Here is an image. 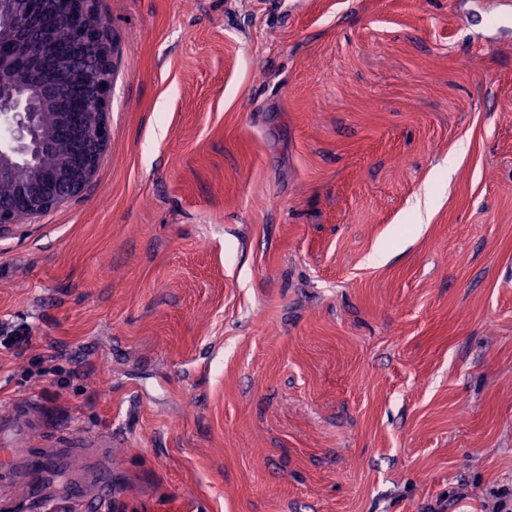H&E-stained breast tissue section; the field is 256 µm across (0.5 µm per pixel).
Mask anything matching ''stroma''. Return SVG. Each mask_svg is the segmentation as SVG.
<instances>
[{
	"label": "stroma",
	"instance_id": "35a3bbf8",
	"mask_svg": "<svg viewBox=\"0 0 512 512\" xmlns=\"http://www.w3.org/2000/svg\"><path fill=\"white\" fill-rule=\"evenodd\" d=\"M94 7L111 144L83 195L0 231V326L31 335L0 401L111 433L68 477L111 459L112 512H489L512 0Z\"/></svg>",
	"mask_w": 512,
	"mask_h": 512
}]
</instances>
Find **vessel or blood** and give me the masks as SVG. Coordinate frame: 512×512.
I'll list each match as a JSON object with an SVG mask.
<instances>
[{"label":"vessel or blood","instance_id":"obj_1","mask_svg":"<svg viewBox=\"0 0 512 512\" xmlns=\"http://www.w3.org/2000/svg\"><path fill=\"white\" fill-rule=\"evenodd\" d=\"M45 412L34 398H16L0 404V512H110L111 495H88L83 485L42 488L34 495L20 493L17 474L27 471L53 475L66 471L76 456L89 447L108 448L111 436L96 440L70 434L43 443Z\"/></svg>","mask_w":512,"mask_h":512}]
</instances>
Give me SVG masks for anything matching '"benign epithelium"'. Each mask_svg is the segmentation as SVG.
<instances>
[{
    "label": "benign epithelium",
    "instance_id": "1",
    "mask_svg": "<svg viewBox=\"0 0 512 512\" xmlns=\"http://www.w3.org/2000/svg\"><path fill=\"white\" fill-rule=\"evenodd\" d=\"M93 2L0 0V231L80 196L110 146V28ZM36 155L55 163L18 175Z\"/></svg>",
    "mask_w": 512,
    "mask_h": 512
}]
</instances>
